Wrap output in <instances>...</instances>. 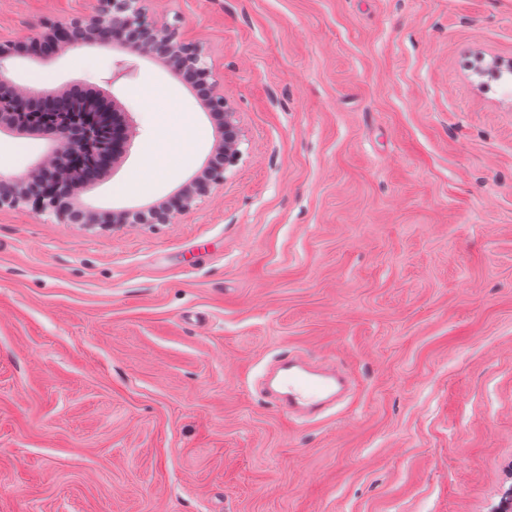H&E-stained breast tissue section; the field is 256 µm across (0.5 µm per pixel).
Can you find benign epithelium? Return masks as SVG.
Returning a JSON list of instances; mask_svg holds the SVG:
<instances>
[{
    "label": "benign epithelium",
    "instance_id": "7a95c632",
    "mask_svg": "<svg viewBox=\"0 0 512 512\" xmlns=\"http://www.w3.org/2000/svg\"><path fill=\"white\" fill-rule=\"evenodd\" d=\"M88 28L138 56H146L152 43L161 41L173 52L175 74L195 73L206 88L211 111L232 116L224 93L207 65L202 48L185 41L176 27L152 18L143 0H97L95 12L69 21H49L28 40H0V132L14 135L38 134L48 142V152L25 171L0 180V207L32 206L49 211L68 221L73 210L74 191L92 185L108 169L114 153L128 147V132L133 124L129 112L121 118L101 111L93 94L69 90L59 93L44 89L36 92L20 87L5 76L4 63L18 57L53 60L54 44L72 40L71 31ZM232 148L220 165L211 166L205 179L188 194L173 197V212L192 207L195 200L224 183V172L238 160ZM87 224H126L123 211L96 215L79 207Z\"/></svg>",
    "mask_w": 512,
    "mask_h": 512
}]
</instances>
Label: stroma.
I'll return each instance as SVG.
<instances>
[{"mask_svg":"<svg viewBox=\"0 0 512 512\" xmlns=\"http://www.w3.org/2000/svg\"><path fill=\"white\" fill-rule=\"evenodd\" d=\"M95 0H0V37ZM203 46L241 151L164 224L0 208V512H494L512 488V0H146ZM50 63L132 113L83 191L164 201L219 144L153 58ZM160 96L144 95L145 87ZM201 132L142 170L160 121ZM0 136V173L46 150ZM354 393L289 421L255 383L288 349Z\"/></svg>","mask_w":512,"mask_h":512,"instance_id":"1","label":"stroma"}]
</instances>
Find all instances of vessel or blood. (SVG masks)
I'll use <instances>...</instances> for the list:
<instances>
[{
    "label": "vessel or blood",
    "mask_w": 512,
    "mask_h": 512,
    "mask_svg": "<svg viewBox=\"0 0 512 512\" xmlns=\"http://www.w3.org/2000/svg\"><path fill=\"white\" fill-rule=\"evenodd\" d=\"M265 382L278 411L297 422L321 419L354 389L349 371L293 352L279 358Z\"/></svg>",
    "instance_id": "obj_1"
}]
</instances>
